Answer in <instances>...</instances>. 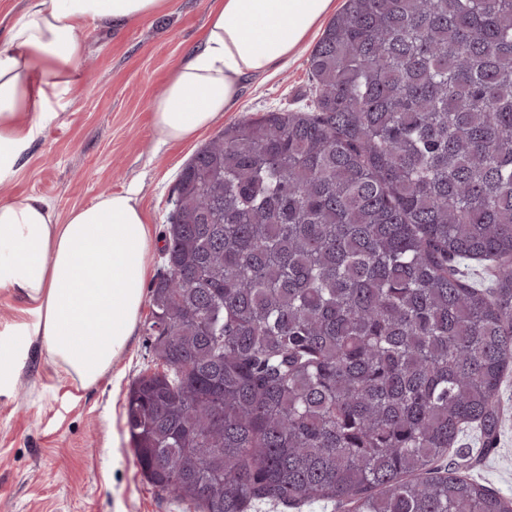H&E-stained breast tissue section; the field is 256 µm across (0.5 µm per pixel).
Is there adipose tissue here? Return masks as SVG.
<instances>
[{
    "mask_svg": "<svg viewBox=\"0 0 512 512\" xmlns=\"http://www.w3.org/2000/svg\"><path fill=\"white\" fill-rule=\"evenodd\" d=\"M165 0H28L0 43V183L66 99L85 50L83 28L159 13ZM335 0H220L201 43L151 104L161 140L188 141L240 99L245 77L292 56ZM150 244L134 192L100 196L59 217L44 199L0 203V288L34 306L51 361L81 386L96 384L126 348L143 303Z\"/></svg>",
    "mask_w": 512,
    "mask_h": 512,
    "instance_id": "adipose-tissue-1",
    "label": "adipose tissue"
}]
</instances>
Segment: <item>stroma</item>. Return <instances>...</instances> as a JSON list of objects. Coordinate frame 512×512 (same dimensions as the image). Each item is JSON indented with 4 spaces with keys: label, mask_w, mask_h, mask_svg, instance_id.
Returning a JSON list of instances; mask_svg holds the SVG:
<instances>
[{
    "label": "stroma",
    "mask_w": 512,
    "mask_h": 512,
    "mask_svg": "<svg viewBox=\"0 0 512 512\" xmlns=\"http://www.w3.org/2000/svg\"><path fill=\"white\" fill-rule=\"evenodd\" d=\"M212 5L167 0L158 15L84 29L80 78L22 157L20 175L0 184V202L39 196L63 216L102 194L135 190L150 231L144 262L156 273L169 200L194 153L225 126L312 97L308 41L268 74L245 78L238 105L198 137L161 141L150 104L201 40ZM34 323L32 304L0 288V346L19 356L13 382L0 388V512H184L144 480L125 428L131 383L158 369L141 330L98 383L84 388L48 359L39 337L18 335ZM501 397L495 445L483 448L479 428L464 425L437 467L512 499V375Z\"/></svg>",
    "instance_id": "obj_1"
}]
</instances>
